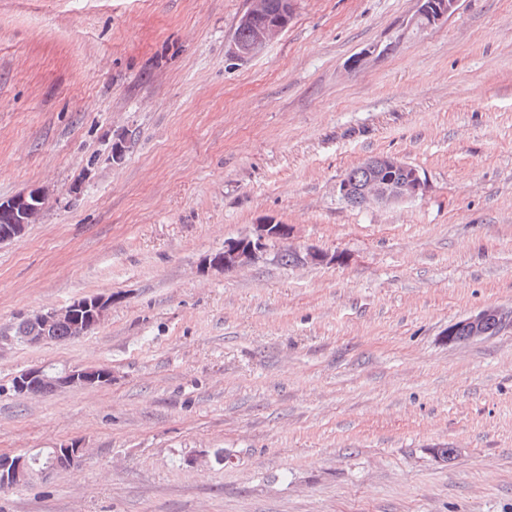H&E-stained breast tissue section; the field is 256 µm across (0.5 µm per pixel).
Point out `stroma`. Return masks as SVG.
I'll return each instance as SVG.
<instances>
[{
	"label": "stroma",
	"instance_id": "35a3bbf8",
	"mask_svg": "<svg viewBox=\"0 0 512 512\" xmlns=\"http://www.w3.org/2000/svg\"><path fill=\"white\" fill-rule=\"evenodd\" d=\"M247 2L0 0V200L47 198L0 244V454L89 450L0 512H512V0L421 33L417 0H296L233 64ZM379 155L426 195L347 204ZM269 223L344 262L204 268ZM108 293L86 336L14 334ZM488 307L496 333L449 342ZM266 0H249L247 9L240 16L244 24L252 26V37L247 43L231 42L228 56L230 60L245 62L262 54L288 28L296 8L295 0H281V15L272 22L260 21L265 14ZM111 383L112 369L108 367H66L60 371H53L41 366L18 374L14 380V388L21 394L39 395L46 391L103 387Z\"/></svg>",
	"mask_w": 512,
	"mask_h": 512
}]
</instances>
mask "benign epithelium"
<instances>
[{
    "label": "benign epithelium",
    "mask_w": 512,
    "mask_h": 512,
    "mask_svg": "<svg viewBox=\"0 0 512 512\" xmlns=\"http://www.w3.org/2000/svg\"><path fill=\"white\" fill-rule=\"evenodd\" d=\"M425 0H418V8L410 20V26L419 30L431 28L448 20L458 9L460 0H438L431 8L423 7ZM296 8V0H282L281 15L272 22L263 20L266 12L264 0H249L241 15L243 23L252 25V37L246 43L231 42L229 59L245 62L262 54L288 28ZM368 180L361 184L343 183L341 194L352 204L364 206H389L415 200L426 193V183L412 165L395 156L382 155L364 162ZM397 169L411 170L407 179L397 180L390 172ZM46 204L45 195L32 189L9 200H0V243L21 236L26 228V212L36 202ZM292 229L286 224H258L249 236L224 243V261H215L211 266L226 273L248 266L267 255L269 242L275 239H290ZM305 264H327L332 254L314 247L297 251ZM112 307V296L89 295L74 300L71 304L32 315L37 330L22 337L29 345L46 344L53 341L49 331L58 324L69 326L75 337H81L99 328ZM470 329V338L486 336L492 324H501L502 316L495 308H486L476 315L462 320ZM112 384V369L102 366L66 367L53 371L47 367H34L22 371L15 377L14 388L21 394L39 395L46 391L73 388L103 387ZM86 456V448L74 440L46 455L0 454V488H16L26 485L35 476L60 475L80 463Z\"/></svg>",
    "instance_id": "7a95c632"
}]
</instances>
